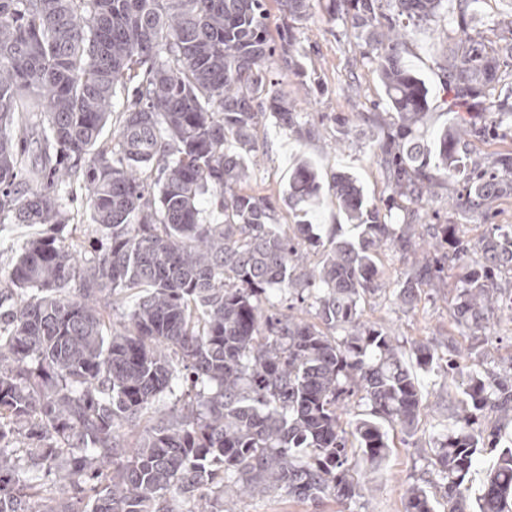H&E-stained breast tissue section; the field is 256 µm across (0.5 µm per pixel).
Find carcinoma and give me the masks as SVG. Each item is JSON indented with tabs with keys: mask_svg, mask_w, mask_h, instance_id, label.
Listing matches in <instances>:
<instances>
[{
	"mask_svg": "<svg viewBox=\"0 0 512 512\" xmlns=\"http://www.w3.org/2000/svg\"><path fill=\"white\" fill-rule=\"evenodd\" d=\"M483 2H330L376 63L392 121L365 119L378 127L394 197L424 203L460 175L470 138L484 134L462 113L512 112V88L489 100L512 43L489 47L464 29ZM278 4L277 42L267 0H0V230L52 229L16 255L13 304L0 313V512H237L257 491L347 506L361 496L359 465L385 459L389 431H416L417 370L442 361L428 343L364 320L368 298L388 293L407 307L452 262L456 322L475 342L489 339L512 229L497 224L450 254L454 225L394 224L338 173L330 191L359 234L324 240L311 224L278 223L270 201L244 190L258 126L295 122L268 63L281 56L303 75L296 29L309 0ZM443 9L457 20L442 44L448 126L429 145L413 133L428 91L402 49ZM121 89L131 102L111 146L103 129ZM34 127L41 168L28 172ZM76 175L101 241L82 262L53 232L73 221L64 185ZM501 185L478 176L468 206ZM206 194L224 223L200 217ZM319 194L301 162L288 203ZM391 247L431 258L392 284L377 265ZM474 252L482 263L467 261ZM277 298L293 303L282 309ZM117 308L120 329L110 330ZM446 366L461 378L462 413L430 460L443 510L411 485L406 512H512V447L500 444L498 422L475 426L479 413L512 416V375ZM168 395L180 414L165 410ZM143 419L150 425L129 444L122 429ZM484 452L497 464L475 510L468 475Z\"/></svg>",
	"mask_w": 512,
	"mask_h": 512,
	"instance_id": "1",
	"label": "carcinoma"
}]
</instances>
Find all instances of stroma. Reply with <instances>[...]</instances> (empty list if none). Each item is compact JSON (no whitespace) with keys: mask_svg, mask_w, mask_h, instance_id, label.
Here are the masks:
<instances>
[{"mask_svg":"<svg viewBox=\"0 0 512 512\" xmlns=\"http://www.w3.org/2000/svg\"><path fill=\"white\" fill-rule=\"evenodd\" d=\"M327 4L328 0H310L308 15L299 26L303 76L289 74L282 59L270 63L274 81L294 102L296 125L282 129L268 121L259 127L262 156L252 171L249 192L272 202L278 223L294 224L303 219L314 224L321 236L354 239L356 231L347 224L334 198H324L304 211L285 204L292 169L304 159L315 165L325 187L332 184L337 173H352L369 203L382 210L391 209L393 219L399 221L417 214L429 224H452L457 237L464 241L484 235L488 225H512L511 191L497 195L487 209L476 213L464 206L449 208V199H461L463 194L462 184L456 180L445 182L427 206L404 200L398 208H390L387 175L374 146L377 132L363 119L364 113L385 108L386 97L375 72L376 64L342 20L330 19ZM451 22L450 14H438L408 34L403 51L406 64L422 76L428 87L426 113L414 129L427 144L448 125L441 45ZM470 31L491 43L511 40L512 0H486L481 13L472 18ZM476 122L496 129L494 139H474L467 146L468 153L490 169L498 154L512 153V118L481 112ZM457 286L455 275H448L439 288L419 292L412 307L403 310L393 304L390 296L379 293L368 299L364 317L388 324L400 335L428 342L440 353L456 349L462 364L484 377L512 370V320L495 321L489 340L472 347L465 330L454 321ZM422 379L424 399L415 435H390L391 449L385 463L380 469L367 472L362 495L351 503L349 512H405L403 492L413 483L425 488L432 498H440L441 490L429 462L436 435L460 412L458 382L437 372L423 374ZM238 508L240 512H336L337 505L258 493L239 503Z\"/></svg>","mask_w":512,"mask_h":512,"instance_id":"1","label":"stroma"}]
</instances>
